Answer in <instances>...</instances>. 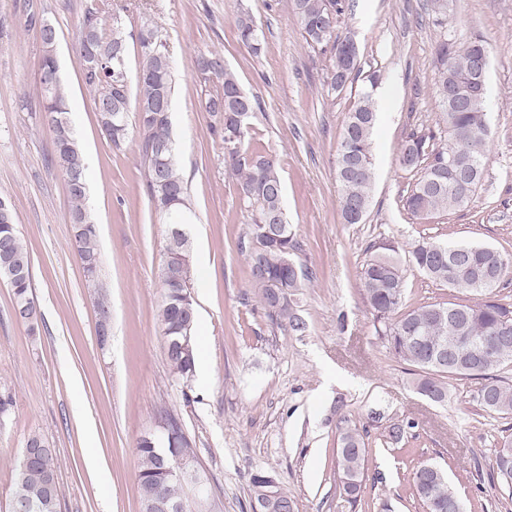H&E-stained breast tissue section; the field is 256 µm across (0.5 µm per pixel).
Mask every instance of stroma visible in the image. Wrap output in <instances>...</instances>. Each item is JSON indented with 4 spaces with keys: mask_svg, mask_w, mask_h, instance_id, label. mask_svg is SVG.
Here are the masks:
<instances>
[{
    "mask_svg": "<svg viewBox=\"0 0 512 512\" xmlns=\"http://www.w3.org/2000/svg\"><path fill=\"white\" fill-rule=\"evenodd\" d=\"M93 0H0V197L12 204L32 263L41 333L29 336L0 280V512H9L16 464L30 434L56 450L61 512H141L138 439L156 429L160 409L178 415L224 512H251L250 477L276 478L295 512H336V448L342 420L367 432L365 507L355 512H423L409 494L413 469L437 464L467 512H512L493 483L494 452L512 416H485L475 381L452 382L434 403L412 385L374 334L359 290L369 244L401 251L420 237L487 244L512 253V0H449L448 39L481 37L490 71L492 137L484 181L465 210L411 216L403 199L415 180L399 148L415 126L434 125L439 32L427 0H346L340 33L357 47L352 85L331 91L329 60L305 42L292 0H131L135 28L151 17L168 34L175 79L171 121L192 224L197 333L207 339V378L191 397L173 381L159 329L165 220L145 191L136 141L113 147L96 120L75 51V32ZM250 10L265 44L252 57L238 41L236 14ZM60 31L56 55L75 137L87 161V209L97 227L101 270L87 285L69 222L71 200L51 165L53 134L42 111L43 47L28 11ZM220 53L242 88L260 102L251 134L278 155L298 259L316 271L298 307L308 332L292 336L265 316L240 242L246 223L238 185L224 169V144L209 132L197 59ZM392 90L374 132L375 181L367 220L342 223L336 152L342 126L366 76ZM109 334L97 335L100 307ZM413 421L398 449L389 426Z\"/></svg>",
    "mask_w": 512,
    "mask_h": 512,
    "instance_id": "obj_1",
    "label": "stroma"
}]
</instances>
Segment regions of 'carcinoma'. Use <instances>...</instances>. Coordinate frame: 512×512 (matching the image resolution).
I'll return each mask as SVG.
<instances>
[{"label": "carcinoma", "instance_id": "obj_1", "mask_svg": "<svg viewBox=\"0 0 512 512\" xmlns=\"http://www.w3.org/2000/svg\"><path fill=\"white\" fill-rule=\"evenodd\" d=\"M306 43L332 62L330 85L342 90L359 73L356 57L342 61L336 48L347 40L339 34L343 0H292ZM126 8L112 11L106 22L101 11L90 6L76 29V53L79 61L89 50L100 57L98 65L82 70L83 81L101 104L98 124L115 147L134 139L145 171L148 197L156 212L163 214L169 226L165 259L160 269L164 302L160 325L170 337L166 344L167 363L183 395L190 398L191 381L197 356V321L194 288V260L183 225L191 221L188 188L179 171L170 118L153 106L160 100L171 101L173 75L165 29L151 20L142 21L137 34L126 32L123 18ZM433 24L445 29L448 0H430ZM44 23L41 34L43 58L40 92L43 112L53 133L52 161L65 176L72 202L70 223L75 230L78 254L88 281L94 283L100 270L94 224L84 206L86 160L69 120L65 94L55 59L59 30L45 18L34 16L28 25ZM237 38L250 52L261 53L263 42L252 14L242 10L235 18ZM136 44L140 57L136 75V93H131L128 75L113 65L120 53L128 59L130 44ZM486 51L483 40L474 38L448 45L443 34L437 45L438 68L435 93L440 106L439 119L433 126L412 129L399 152L401 167L417 172L404 197V208L417 218L434 213L462 210L475 200L482 186L489 128L485 105L477 96L478 76L472 69V57ZM205 79L222 81V91L208 95L201 106L217 118L210 132L224 142V167L238 184L242 209L247 219L248 247L243 249L250 273V283L266 317L293 336H303L307 323L296 314V297L313 282L316 275L296 260L300 243L288 224L283 204L284 187L277 155L251 144L249 131H240L237 117L249 113L255 117L257 100L240 86L236 75L224 67L223 57L210 52L197 60ZM378 75H367L368 87L354 101L342 129L336 154V181L339 188L340 217L345 224L366 222L373 192L372 135L379 121V107L374 97ZM465 99L459 107L448 104V87ZM135 110V124L128 122ZM370 255L359 273L361 295L374 317V333L400 362L415 368L414 386L419 393L434 394L438 401L448 397L451 380L478 381L489 398L474 400L490 415H512V382L499 375L512 365V342L504 345L494 361L475 368L478 349L469 347L446 367L435 365L437 354L432 346L448 341L450 336L487 338L501 331L500 317L512 315V304L498 298L495 290L512 275V254L496 247L469 243L450 244L421 237L408 251L409 265L428 278L450 289L478 297L473 303L435 301L410 308L406 304L405 266L396 257L392 243L371 244ZM0 279L13 292V311L30 335L40 332L37 308L32 297L31 260L15 221L11 204L0 198ZM160 420L166 435L142 437L137 451L141 512L161 495L185 502V512H211L210 503L190 498L188 490L168 480L164 455L173 452L197 458L191 440L180 419L165 410ZM336 449V473L339 497L336 512L362 502L367 450L357 426L340 427ZM25 447L40 451L35 460L15 467L11 502L34 499L44 512H60V494L56 478L52 444L39 434H31ZM493 473L501 486L512 494V452L495 450ZM412 494L425 512H452L457 493L445 476H435L426 465L417 466L411 477Z\"/></svg>", "mask_w": 512, "mask_h": 512}]
</instances>
